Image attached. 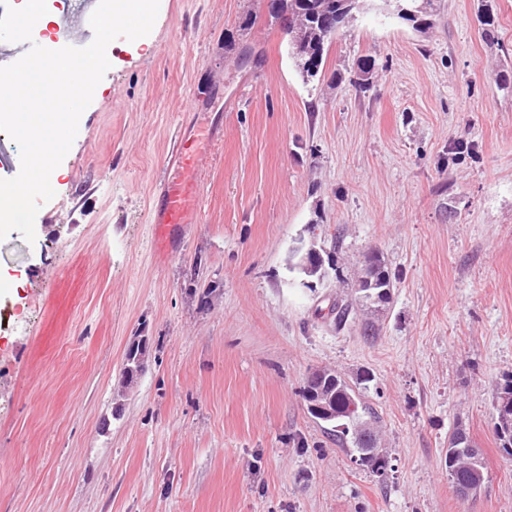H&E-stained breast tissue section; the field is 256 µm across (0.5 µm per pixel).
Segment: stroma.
<instances>
[{
  "mask_svg": "<svg viewBox=\"0 0 512 512\" xmlns=\"http://www.w3.org/2000/svg\"><path fill=\"white\" fill-rule=\"evenodd\" d=\"M431 19L363 10L311 86L266 0H160L147 36L108 46L34 242L0 240V512H512L493 431L512 374V0H434ZM214 122L200 219L157 251L175 138ZM302 240L338 275L295 284ZM371 250L399 275L376 312L352 288ZM135 336L145 371L121 398ZM317 368L370 373L384 475L308 413ZM460 425L487 472L468 501L446 464Z\"/></svg>",
  "mask_w": 512,
  "mask_h": 512,
  "instance_id": "stroma-1",
  "label": "stroma"
}]
</instances>
